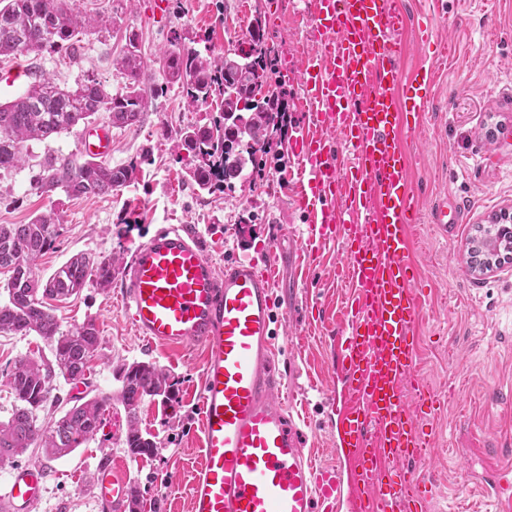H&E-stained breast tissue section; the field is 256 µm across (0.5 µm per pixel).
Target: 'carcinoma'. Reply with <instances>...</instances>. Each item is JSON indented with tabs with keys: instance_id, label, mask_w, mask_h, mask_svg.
<instances>
[{
	"instance_id": "obj_1",
	"label": "carcinoma",
	"mask_w": 512,
	"mask_h": 512,
	"mask_svg": "<svg viewBox=\"0 0 512 512\" xmlns=\"http://www.w3.org/2000/svg\"><path fill=\"white\" fill-rule=\"evenodd\" d=\"M69 2L0 0V56L71 46L82 31L114 23L112 18L87 16L69 7ZM249 37L253 52L246 60L236 55L212 60L177 33L163 58L170 80L182 84L187 105L195 106L215 95L222 97L220 119L211 126L185 129L176 144L178 150L197 159L191 178L202 191L222 189L241 177L247 166H256V153L282 121L280 92L264 48L265 31L257 18ZM116 66L125 79V91L120 95H110L95 79L61 88L41 76L12 101L0 104V166L23 164L29 142L89 125L102 110L109 112L114 126L140 122L149 95L142 80L147 61L135 32L126 35ZM260 79L268 92L256 100L252 95ZM144 161V154L119 166L93 158L81 164L49 158L32 187L41 193L60 189L69 197L109 194L128 183ZM59 228L55 210L40 213L27 224H0V269L10 273L5 285L8 299L0 303V332L22 336L34 332L50 346L54 357L52 364L21 358L9 371V386L19 405L7 422L0 423L1 462L26 453L33 445L50 460L64 458L95 437L112 408V398L86 394L73 400V405L50 425L37 423L36 411L49 400L54 379L83 378L100 345L99 330L92 319L62 332L50 301L78 295L92 276L104 291L112 285V259L81 252L47 278L36 275L35 262L54 245ZM146 397L163 404L171 399L168 373L145 361L124 366L120 400L129 414L125 445L136 458H150L157 448L135 423L136 410Z\"/></svg>"
}]
</instances>
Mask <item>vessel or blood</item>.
Segmentation results:
<instances>
[{"mask_svg":"<svg viewBox=\"0 0 512 512\" xmlns=\"http://www.w3.org/2000/svg\"><path fill=\"white\" fill-rule=\"evenodd\" d=\"M306 47H291L305 120L289 143L294 206L308 234L292 253L309 274L323 245L338 243L336 277L346 294L329 332L344 379L334 425L335 464L316 466L275 372L273 288L281 254L216 267L200 237L177 224L140 245L122 273L121 296L137 336L201 346L203 463L190 483L191 512H424L432 487L435 412L443 398L418 372L423 279L411 259L420 221L409 144L418 140L430 85L405 73L409 19L398 0H306ZM78 149L109 154L93 130ZM40 467L10 470L0 512H34ZM127 468L102 465L93 493L124 512ZM490 488L512 506V469Z\"/></svg>","mask_w":512,"mask_h":512,"instance_id":"obj_1","label":"vessel or blood"}]
</instances>
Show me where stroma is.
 <instances>
[{
  "mask_svg": "<svg viewBox=\"0 0 512 512\" xmlns=\"http://www.w3.org/2000/svg\"><path fill=\"white\" fill-rule=\"evenodd\" d=\"M152 2L72 0L82 13L116 17V25L107 31L89 29L67 50L0 57V103L23 93L38 76L63 87L95 78L118 95L125 82L112 61L121 54L125 31L131 28L148 62L143 82L155 91L135 125H111L105 112L96 116L95 128L112 134L108 163L121 165L141 153L149 155L130 182L111 194L70 199L60 191L32 190L31 180L45 154L81 162L77 128L32 143L25 167H0V224H25L52 209L61 214V234L37 262L40 277H48L79 252L128 261L164 224H185L199 231L208 255L219 266L236 256L257 255L274 234L279 235L281 248H288L290 240L306 230L303 216L290 207L288 175L295 159L288 152L287 138L273 135L272 150L257 156V173L210 195L194 189L188 176L192 159L174 148L184 128L210 125L219 108L212 101L188 107L180 84L166 76L162 52L177 32L194 39L197 49L212 58H223L247 37L238 0H167L159 16L153 14ZM446 2L447 17L435 25L434 35L450 41L453 52L440 59L424 55L418 41L433 0H401L411 18L405 66L431 83L429 112L411 171L422 215L411 256L428 285L419 366L430 387L447 397L435 415L437 452L424 469L434 488L426 512H500L481 486L492 466L512 461V262L487 275H473L468 247L479 225L512 206V0ZM248 3L250 17L260 18L276 57H283L289 46L302 44L298 5L291 0ZM443 202L463 215L446 234L428 221L431 210ZM339 258L338 245L327 244L313 257L305 281L294 265L281 262L273 290L281 323L277 366L298 375L293 411L303 422L307 448L318 463L334 459L331 411L323 400L338 376L330 365L324 321L344 299L345 290L334 274ZM120 290V280H113L106 292L91 280L78 297L57 305L62 330L94 319L100 348L85 382L56 379L52 398L65 404L90 390L112 396L113 402L98 434L71 455L48 462L33 448L13 459V466H40L47 473L46 491L35 512H99L93 478L105 462L128 464L129 487L139 496V512H189L191 476L202 461V350L195 345H151L137 336ZM306 292L316 301L319 318L303 307L301 296ZM297 322L302 323L304 336H294ZM26 356L52 359L49 346L37 334L0 333L2 422L17 405L6 374ZM135 361H151L165 369L175 395L165 405L144 399L131 417L119 395L121 368ZM132 419L156 441L155 456L135 460L128 454L123 440ZM466 457L472 460L467 469L461 466Z\"/></svg>",
  "mask_w": 512,
  "mask_h": 512,
  "instance_id": "35a3bbf8",
  "label": "stroma"
}]
</instances>
